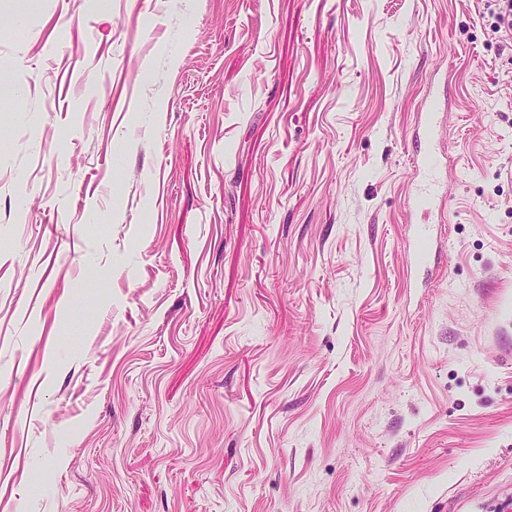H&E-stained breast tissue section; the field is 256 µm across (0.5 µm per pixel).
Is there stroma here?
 <instances>
[{
  "label": "stroma",
  "instance_id": "1",
  "mask_svg": "<svg viewBox=\"0 0 512 512\" xmlns=\"http://www.w3.org/2000/svg\"><path fill=\"white\" fill-rule=\"evenodd\" d=\"M486 0H0V512H512V44ZM448 85L417 285L411 136Z\"/></svg>",
  "mask_w": 512,
  "mask_h": 512
}]
</instances>
